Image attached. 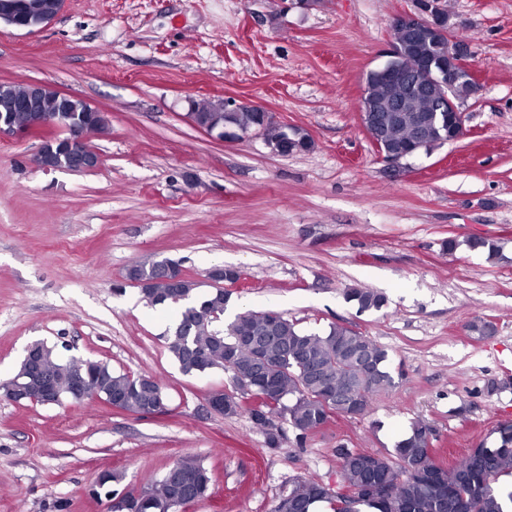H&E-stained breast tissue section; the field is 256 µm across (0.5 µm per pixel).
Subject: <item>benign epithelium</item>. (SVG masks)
Instances as JSON below:
<instances>
[{"label":"benign epithelium","instance_id":"7a95c632","mask_svg":"<svg viewBox=\"0 0 512 512\" xmlns=\"http://www.w3.org/2000/svg\"><path fill=\"white\" fill-rule=\"evenodd\" d=\"M413 9L404 10L396 14L390 28L402 27L408 31L425 28L433 30L436 34L447 37L449 28L439 23V16L443 9L441 0H412ZM62 0H0V23H5L16 29L29 33L37 32L47 26L61 11ZM384 79L389 84H404L412 90L423 94L431 83L440 85L445 93L437 106L436 111L444 113V121L453 127L457 140L465 133V115L461 107L450 98V94L459 82L470 85L471 91L478 90V79L470 64L467 63L463 50L458 46H448V67L429 75H416L410 79L402 72L394 70L390 65L382 69ZM73 95L61 93L51 89L40 82H30L26 85L25 94L19 98L4 97L0 99V137L34 135L38 132L49 131L55 127L70 132L65 139L63 156L56 155L50 145L52 141L44 140L38 153V163L46 170H81L94 169L99 162L95 152L88 148L85 136L103 130L108 124L106 113L84 103L83 112L85 121L78 126L70 123L69 102ZM12 112H28L31 121L26 126H18L9 118ZM283 137L269 148L272 153L288 155L303 150L304 141L299 139L298 133L283 128ZM10 400L16 403L28 402L33 405H59L70 397L80 398L91 391L88 380L82 371H77L65 386H48L38 381L21 382L15 378L6 387ZM93 392V391H91ZM94 399H100L98 392H93ZM343 497L342 507L351 508V502L361 495L384 497L387 495V486L375 484L366 489L339 490ZM145 495L144 488L133 489L121 494L108 496L107 512H134V505L138 499Z\"/></svg>","mask_w":512,"mask_h":512}]
</instances>
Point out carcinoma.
Listing matches in <instances>:
<instances>
[{"instance_id": "1", "label": "carcinoma", "mask_w": 512, "mask_h": 512, "mask_svg": "<svg viewBox=\"0 0 512 512\" xmlns=\"http://www.w3.org/2000/svg\"><path fill=\"white\" fill-rule=\"evenodd\" d=\"M423 62L447 59L448 39L426 36L417 47ZM380 71L367 74L361 96V107L378 106L385 95ZM201 123L224 124L248 134L262 122L261 113L252 108L232 109L225 101L210 105L199 113ZM384 144L410 151L406 128L398 121L388 122ZM196 284L187 275L175 290L154 283L141 289L143 300L150 306L182 308L178 326L185 329L182 337H169L167 350L185 374L199 372L194 354L207 355L208 369H221L230 380L243 383L263 373L270 375L275 390L267 394L256 386L250 392L228 396L226 415L246 411L253 423L264 430L267 444L280 447V434L272 418L285 419L303 434L313 432L335 416L364 414L372 399L394 389L403 374L389 367L388 350L353 328L340 323L329 325L321 333L301 329L296 322L279 315L273 331L267 364L256 359L251 345L239 342L245 333L259 338L267 334L270 312L248 311L238 314L223 325L213 317L226 310L230 293L212 289L205 297L193 299ZM348 298L360 310H379L385 297L369 289H352ZM42 350V375L63 382L72 370L92 367L100 373L96 386L105 392L124 396V412L143 414L153 398L165 397L163 385L149 386L145 375L116 371L104 361L75 358L60 360L54 348L43 341L35 342ZM499 437L488 446L472 448L445 465L435 459L431 426L424 421L412 424L408 437L399 441L393 453L384 455L361 452L345 445L336 448L339 484L361 489L374 480L388 485V497L364 496L356 512H512V491L502 494L499 483L512 479V424L499 428ZM190 475L193 482L183 488L190 505L210 494L211 475L202 461L184 455L171 462L162 476L151 485V494L138 512H170L166 504L177 475L173 468ZM292 508L288 512H314L317 503H325L329 512H344L338 492L318 482L302 481L288 491Z\"/></svg>"}]
</instances>
